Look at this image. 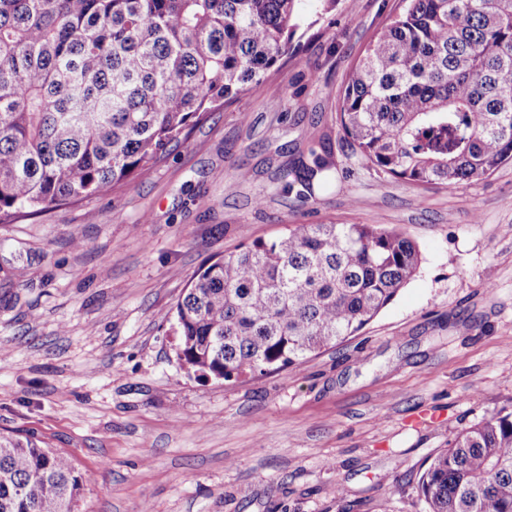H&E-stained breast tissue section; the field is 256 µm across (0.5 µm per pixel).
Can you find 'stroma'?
I'll list each match as a JSON object with an SVG mask.
<instances>
[{
  "label": "stroma",
  "mask_w": 512,
  "mask_h": 512,
  "mask_svg": "<svg viewBox=\"0 0 512 512\" xmlns=\"http://www.w3.org/2000/svg\"><path fill=\"white\" fill-rule=\"evenodd\" d=\"M401 0H337L294 52L182 135L146 179L0 224V435L68 456L77 512H426L417 482L512 411V162L454 187L362 166L336 112ZM323 138L335 187L280 191ZM288 224L397 226L417 276L355 336L288 370L198 379L162 320L199 269Z\"/></svg>",
  "instance_id": "obj_1"
}]
</instances>
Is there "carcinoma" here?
Masks as SVG:
<instances>
[{"instance_id":"cac0c4a2","label":"carcinoma","mask_w":512,"mask_h":512,"mask_svg":"<svg viewBox=\"0 0 512 512\" xmlns=\"http://www.w3.org/2000/svg\"><path fill=\"white\" fill-rule=\"evenodd\" d=\"M296 0H0V223L143 178L217 105L281 65ZM350 69L336 123L369 169L452 187L512 161V0H402ZM323 141L283 171L302 204L336 184ZM422 257L383 224H293L197 273L178 360L264 376L356 335ZM69 457L0 437V512H75ZM428 512H512V412L459 431L418 481Z\"/></svg>"}]
</instances>
